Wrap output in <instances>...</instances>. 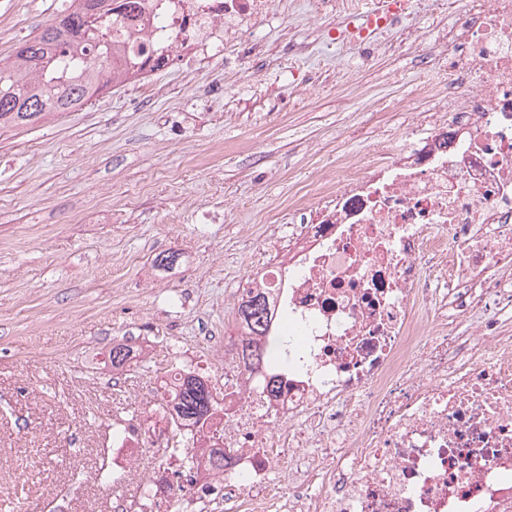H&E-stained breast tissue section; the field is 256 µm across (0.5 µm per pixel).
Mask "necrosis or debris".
<instances>
[{
  "label": "necrosis or debris",
  "mask_w": 512,
  "mask_h": 512,
  "mask_svg": "<svg viewBox=\"0 0 512 512\" xmlns=\"http://www.w3.org/2000/svg\"><path fill=\"white\" fill-rule=\"evenodd\" d=\"M279 0H144L115 27L138 82L224 52ZM448 72L449 121L384 144L374 173L343 162L335 206L233 295L274 298L294 329L269 392L224 363L210 444L224 472L183 481L246 512H512V0H470ZM287 474L288 489L275 479Z\"/></svg>",
  "instance_id": "1"
}]
</instances>
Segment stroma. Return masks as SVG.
Returning <instances> with one entry per match:
<instances>
[{"label": "stroma", "instance_id": "obj_1", "mask_svg": "<svg viewBox=\"0 0 512 512\" xmlns=\"http://www.w3.org/2000/svg\"><path fill=\"white\" fill-rule=\"evenodd\" d=\"M342 2L281 0L222 56L156 74L149 98L113 82L0 130V512H113L118 496L158 512L180 466L148 420L166 367L219 379L229 298L322 204L320 177L447 120L467 0H412L371 56L343 41ZM64 6L0 0V64ZM118 343L146 356L116 378L101 361ZM118 430L137 468L113 462Z\"/></svg>", "mask_w": 512, "mask_h": 512}]
</instances>
